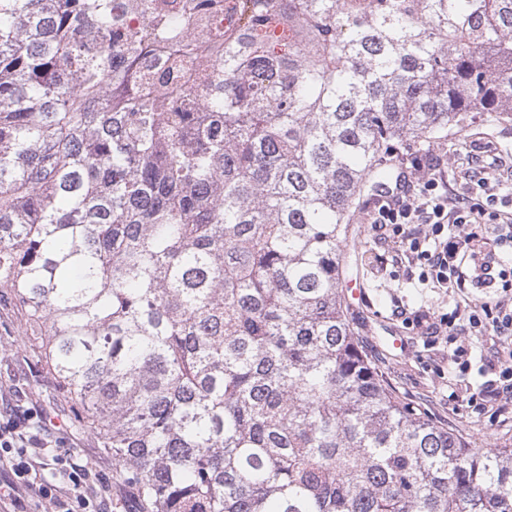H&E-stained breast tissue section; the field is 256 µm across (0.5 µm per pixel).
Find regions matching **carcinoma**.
I'll return each instance as SVG.
<instances>
[{
    "label": "carcinoma",
    "mask_w": 512,
    "mask_h": 512,
    "mask_svg": "<svg viewBox=\"0 0 512 512\" xmlns=\"http://www.w3.org/2000/svg\"><path fill=\"white\" fill-rule=\"evenodd\" d=\"M468 112L512 122V0H0V288L141 512H512L339 276ZM388 163L390 173L393 172L392 178L388 183L389 186L394 188L397 181L401 188L409 184V182L416 184L419 172L414 168V164L407 160L406 155L400 154L398 157L392 158Z\"/></svg>",
    "instance_id": "1"
}]
</instances>
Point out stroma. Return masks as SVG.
I'll list each match as a JSON object with an SVG mask.
<instances>
[{"mask_svg":"<svg viewBox=\"0 0 512 512\" xmlns=\"http://www.w3.org/2000/svg\"><path fill=\"white\" fill-rule=\"evenodd\" d=\"M448 187L462 191L470 154L496 155L505 178L512 180V124H499L493 113H469L463 132L429 143ZM376 199L363 197L356 210L347 249L350 263L342 276L361 280L359 298L349 299L348 317L372 365L400 402L424 411L431 420L458 431L471 448L512 446V416L497 415L482 391L495 374L487 366L488 337L461 335L448 325L456 307L504 301L512 290L466 283L434 288L421 281L425 267L409 263L394 242L391 226L375 227L370 215ZM27 394L30 403L58 407L54 420L84 457L111 472L112 457L97 438L75 429L58 395L40 349L28 341L24 321L8 301L0 302V398Z\"/></svg>","mask_w":512,"mask_h":512,"instance_id":"1","label":"stroma"}]
</instances>
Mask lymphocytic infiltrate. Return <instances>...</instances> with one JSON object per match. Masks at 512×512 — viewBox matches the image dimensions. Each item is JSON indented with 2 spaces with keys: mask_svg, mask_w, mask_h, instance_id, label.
<instances>
[{
  "mask_svg": "<svg viewBox=\"0 0 512 512\" xmlns=\"http://www.w3.org/2000/svg\"><path fill=\"white\" fill-rule=\"evenodd\" d=\"M436 164H428L417 189L380 202L376 224H414L417 233L401 235L399 247L425 260L433 281L450 288L472 277L492 286L507 280L496 266L495 251L512 246V183L502 180L498 162H478L465 192L451 196ZM493 227V237L474 232ZM466 323L480 335H512V307L468 310ZM52 422L43 411L17 399L0 409V512H108L96 465L63 439H51Z\"/></svg>",
  "mask_w": 512,
  "mask_h": 512,
  "instance_id": "1",
  "label": "lymphocytic infiltrate"
}]
</instances>
